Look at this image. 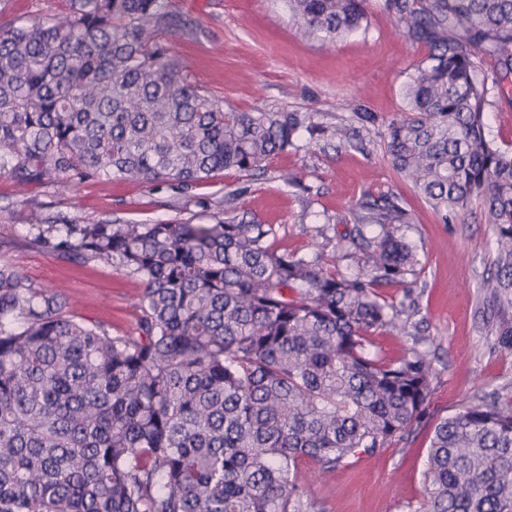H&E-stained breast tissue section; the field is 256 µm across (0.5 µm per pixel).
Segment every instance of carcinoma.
Masks as SVG:
<instances>
[{"instance_id": "1", "label": "carcinoma", "mask_w": 512, "mask_h": 512, "mask_svg": "<svg viewBox=\"0 0 512 512\" xmlns=\"http://www.w3.org/2000/svg\"><path fill=\"white\" fill-rule=\"evenodd\" d=\"M304 36L335 44L367 0H288ZM429 47L384 124L392 168L445 223L479 206L496 244L487 283L512 309V151L486 133L512 75V0H385ZM172 0H65L0 23V174L19 186L97 176L192 186L252 172L297 142L349 141L311 112L224 109L163 35ZM489 57L488 74L479 63ZM28 245L115 265L144 285L134 331L69 311L65 292L0 267V512H312L299 464L323 471L409 435L434 369L386 361L370 336L400 327L378 289L419 259L394 196L358 203L345 256L278 249L270 224L229 217L71 224L38 215ZM512 353V318L494 330ZM418 512H512V401L486 393L440 420Z\"/></svg>"}]
</instances>
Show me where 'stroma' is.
Returning a JSON list of instances; mask_svg holds the SVG:
<instances>
[{"instance_id":"35a3bbf8","label":"stroma","mask_w":512,"mask_h":512,"mask_svg":"<svg viewBox=\"0 0 512 512\" xmlns=\"http://www.w3.org/2000/svg\"><path fill=\"white\" fill-rule=\"evenodd\" d=\"M172 5L182 26L164 41L211 95L241 111L314 113L324 124L348 125L350 143L291 149L273 156L264 171H227L189 188L103 177L21 187L0 175V264L16 266L34 287L65 290L72 315L122 334L136 325L142 282L114 266L75 263L28 247L35 216L60 214L75 224L205 222L222 211L225 193L233 191L237 217L273 225L275 246L300 253L319 249L327 264L345 272V236L357 201L398 196L411 217L405 238L420 263L406 285L384 288L383 295L396 304L408 297L415 304L401 316L405 332L383 330L373 342L388 359L413 349L429 354L435 375L425 411L408 438L393 441L379 456L325 473L306 461L296 480L315 512H417L438 421L477 393L512 399V354L493 350L497 316L486 304V282L494 271L490 225L475 205L442 222L385 154L380 124L404 112L405 84L425 64L428 48L396 31L384 0H370L366 27L330 47L319 35L299 34L286 0ZM357 107L375 113L379 124L355 118Z\"/></svg>"}]
</instances>
